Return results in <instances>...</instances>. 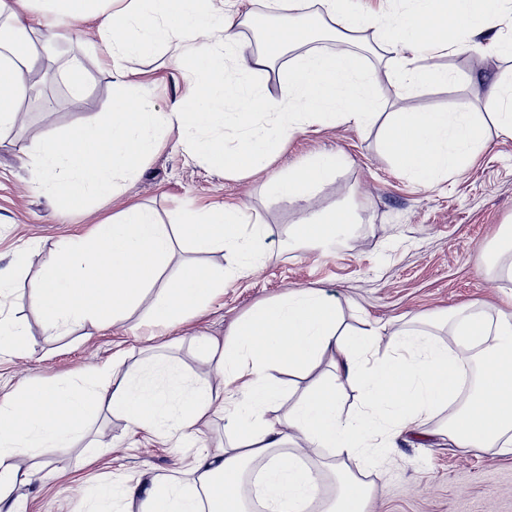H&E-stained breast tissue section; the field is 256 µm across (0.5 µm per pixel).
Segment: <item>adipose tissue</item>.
<instances>
[{
  "label": "adipose tissue",
  "mask_w": 512,
  "mask_h": 512,
  "mask_svg": "<svg viewBox=\"0 0 512 512\" xmlns=\"http://www.w3.org/2000/svg\"><path fill=\"white\" fill-rule=\"evenodd\" d=\"M224 10L217 0H0V128L11 125L29 96L25 74L41 50L94 24L92 46L112 76L110 112L64 135L20 147L29 158L37 191L62 203L103 202L158 150L163 135L179 130L211 167L230 173L266 174L271 198L311 201L339 160L322 154L301 166L270 173L290 133L306 125H367L388 101L363 68L352 45L368 22L353 0H317L318 21L336 48L295 56L273 97L254 81L291 47L313 38L311 27L283 22L264 32L266 48L249 52L238 33L242 0ZM395 22L379 28L392 54L396 87L447 86V69L432 64L435 52H455L462 37L484 35L490 50L511 51L512 36L497 29L490 0H408ZM172 50V65L187 77L169 111H158L148 93L130 95L135 82L123 62ZM485 87L484 109L500 134L512 137V83L485 72L471 76ZM385 152L399 170L431 187L465 168L483 147L480 121L464 109L452 112H388ZM352 210L317 209L297 237L326 246L359 223ZM267 224L237 205L189 209L177 224L164 223L145 204L125 206L96 223L90 234L62 242L45 261L34 287V307L50 328L78 324L91 329L120 321L147 295L150 318L162 327L184 323L223 295L232 280L251 274L268 237ZM220 250L221 267L176 261L179 247ZM174 276H167L171 262ZM340 308L316 288H302L262 304L241 318L229 337H192L202 361L225 387L243 395L225 406L222 393L184 383L172 365L129 367L116 378V362L85 373L80 381L24 384L0 399V512H20L13 488L29 479L14 460L26 451L73 446L87 421L101 411L122 417L132 430L160 424L187 431L224 409V446L204 452L181 475L156 476L125 488L139 512H368L375 494L351 470L368 450L396 446L406 431L447 412L442 428L460 448L512 451V314L459 312L451 318L452 347L411 330L389 337L380 327L355 333L339 328ZM392 352L378 356L379 341ZM329 370L316 375L320 364ZM478 364V380L461 395L460 376ZM311 376V383L280 411V374ZM359 389L363 408L345 411V387ZM306 445L289 447L291 437ZM335 460L314 462L315 449Z\"/></svg>",
  "instance_id": "adipose-tissue-1"
}]
</instances>
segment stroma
<instances>
[{"label":"stroma","instance_id":"stroma-1","mask_svg":"<svg viewBox=\"0 0 512 512\" xmlns=\"http://www.w3.org/2000/svg\"><path fill=\"white\" fill-rule=\"evenodd\" d=\"M377 34L375 27L364 28L358 53L391 110L467 108L480 113L487 143L466 168L428 188L393 167L383 150V120L362 128L315 124L292 133L274 169L337 154L341 165L314 200L320 208H355L362 218L348 238L326 248L295 238L308 212L305 203L268 199L261 179L232 177L209 167L174 132L163 138L120 198L97 211L56 208L32 188L18 148L35 146L48 134L67 132L111 109L112 78L88 61L91 80L78 99L66 84L41 79L39 96L20 103V122L0 129V270L12 274L10 290L0 296V312L27 327L25 349L0 356V397L26 380L79 378L120 353L131 363L162 355L187 382L219 387V378L192 353L190 335L223 338L256 306L299 288L321 289L339 304L343 328L353 331L371 325L404 330L439 314L502 305L512 295V280L501 268L512 263V256L493 255L492 249L501 230L512 225V138L498 135L493 119L483 112V85L468 76L485 70L512 78V58L466 50L439 54L435 63L455 76L448 87L399 91ZM130 66L151 79L150 95L159 108L178 96L183 79L171 68L167 49ZM131 202L152 206L167 222L188 207L246 205L270 226L260 264L230 283L202 315L159 336L140 308L91 336L79 327L48 331L33 305L45 257L65 238L86 234L98 216ZM443 421L435 416L421 432L404 433L388 456L373 454L365 460L362 478L376 490L372 512H512V453L456 447L435 436ZM223 438L220 412L209 416L203 441L196 445L168 436L162 426L132 432L122 418L102 414L90 420L85 438L73 447L19 455L16 463L31 480L16 492L25 497L27 512H96L98 488L178 474L202 450H216Z\"/></svg>","mask_w":512,"mask_h":512}]
</instances>
